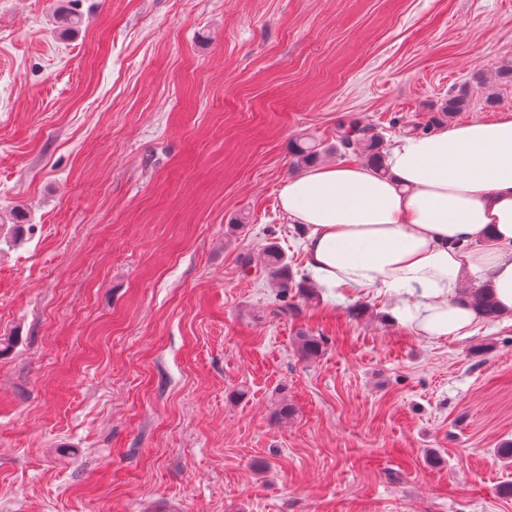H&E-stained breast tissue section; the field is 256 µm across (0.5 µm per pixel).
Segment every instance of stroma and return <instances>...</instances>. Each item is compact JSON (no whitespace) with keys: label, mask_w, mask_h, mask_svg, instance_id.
<instances>
[{"label":"stroma","mask_w":512,"mask_h":512,"mask_svg":"<svg viewBox=\"0 0 512 512\" xmlns=\"http://www.w3.org/2000/svg\"><path fill=\"white\" fill-rule=\"evenodd\" d=\"M510 61L512 0H0V512H512V324L264 263L295 140L512 116ZM266 253L270 275L278 281L280 296L286 298L288 288L294 283L293 274L289 272V267L285 262L283 254L275 246L268 247Z\"/></svg>","instance_id":"obj_1"}]
</instances>
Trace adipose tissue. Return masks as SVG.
I'll return each instance as SVG.
<instances>
[{"label":"adipose tissue","instance_id":"1","mask_svg":"<svg viewBox=\"0 0 512 512\" xmlns=\"http://www.w3.org/2000/svg\"><path fill=\"white\" fill-rule=\"evenodd\" d=\"M385 164H316L281 184L315 282L381 292L390 322L432 340L478 323L467 284L512 319V117L401 137Z\"/></svg>","mask_w":512,"mask_h":512}]
</instances>
